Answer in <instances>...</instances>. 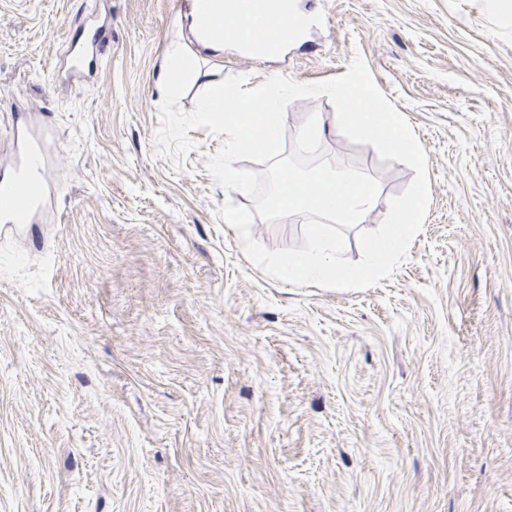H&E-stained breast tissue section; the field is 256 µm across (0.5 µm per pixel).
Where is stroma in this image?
<instances>
[{
	"instance_id": "stroma-1",
	"label": "stroma",
	"mask_w": 512,
	"mask_h": 512,
	"mask_svg": "<svg viewBox=\"0 0 512 512\" xmlns=\"http://www.w3.org/2000/svg\"><path fill=\"white\" fill-rule=\"evenodd\" d=\"M319 18L253 59L215 53L180 0H0V168L17 122L57 150L52 194L22 240L0 239V512H512V9L491 0H296ZM99 29L93 80L69 43ZM255 88L315 82L361 56L428 156L431 205L377 287L294 288L218 219L190 131L187 170L153 157L168 47ZM325 156L380 184L377 228L413 170L312 114ZM290 216L255 219L301 246Z\"/></svg>"
}]
</instances>
